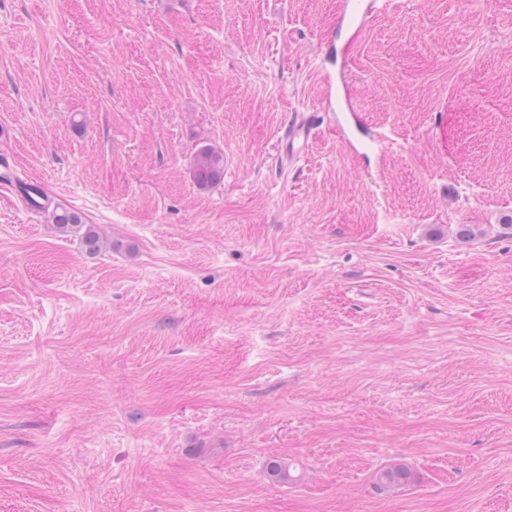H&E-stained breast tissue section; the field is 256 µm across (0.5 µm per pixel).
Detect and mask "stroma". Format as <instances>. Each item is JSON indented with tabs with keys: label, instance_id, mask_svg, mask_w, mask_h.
I'll return each mask as SVG.
<instances>
[{
	"label": "stroma",
	"instance_id": "obj_1",
	"mask_svg": "<svg viewBox=\"0 0 512 512\" xmlns=\"http://www.w3.org/2000/svg\"><path fill=\"white\" fill-rule=\"evenodd\" d=\"M341 11L0 0V512H512V0ZM359 0L343 1V12L338 22L339 27L343 25L351 26L357 22L361 23L365 17V13L370 11L382 12L387 9L388 0H372L369 6L362 10ZM342 101L345 104V107L348 111V115L343 117V120L338 119L337 120V128L339 129L340 133L347 138L353 147L357 149V146L365 151H377L380 152L383 147L387 143L386 136L378 132V134H374L367 142H358L357 146L350 140V134H351V125L349 122V118H352L354 121L358 118V115L356 112H354V105L353 101L350 98L349 94L346 90H344L343 98H341ZM321 117L320 112H307L285 129L283 138L286 154L284 157L287 160L297 159L296 153L318 127ZM194 180L199 187H210L224 177V155L209 147L201 150L196 158ZM0 182L2 189L5 188L11 193L16 204L31 213L39 212L43 205V197L41 187L37 183L31 180L18 181L16 178ZM48 224L58 233L79 236L82 245L90 253L95 254L105 247V242L94 227L85 224L82 217L73 210L56 207L48 214ZM412 471L403 465H391L380 471L376 477L380 489H386L391 486L405 485L412 481Z\"/></svg>",
	"mask_w": 512,
	"mask_h": 512
}]
</instances>
